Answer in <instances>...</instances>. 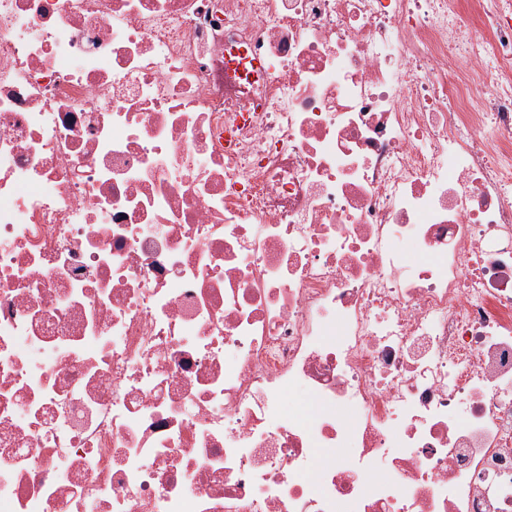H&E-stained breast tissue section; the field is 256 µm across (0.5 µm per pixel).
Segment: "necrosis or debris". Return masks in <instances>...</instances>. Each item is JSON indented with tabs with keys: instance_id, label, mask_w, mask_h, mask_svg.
Returning <instances> with one entry per match:
<instances>
[{
	"instance_id": "4bbe7bcc",
	"label": "necrosis or debris",
	"mask_w": 512,
	"mask_h": 512,
	"mask_svg": "<svg viewBox=\"0 0 512 512\" xmlns=\"http://www.w3.org/2000/svg\"><path fill=\"white\" fill-rule=\"evenodd\" d=\"M0 512H512V0H0Z\"/></svg>"
}]
</instances>
